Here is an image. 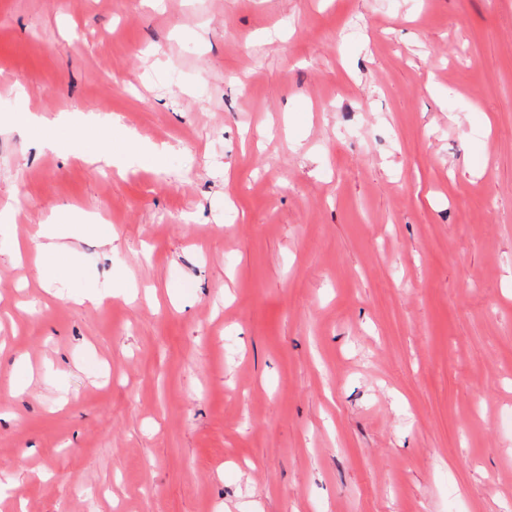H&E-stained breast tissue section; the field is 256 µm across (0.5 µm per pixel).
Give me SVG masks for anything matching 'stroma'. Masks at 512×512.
<instances>
[{"mask_svg": "<svg viewBox=\"0 0 512 512\" xmlns=\"http://www.w3.org/2000/svg\"><path fill=\"white\" fill-rule=\"evenodd\" d=\"M0 107V512H512V0H0ZM15 121L28 128L33 134L41 140L44 145L50 149L57 148V141L50 134V128L44 119L37 116L34 112H17ZM44 241L35 242V247L44 258V273L51 277L64 266L67 259V253L64 247L59 246L54 240L57 235L52 230H47L40 235Z\"/></svg>", "mask_w": 512, "mask_h": 512, "instance_id": "stroma-1", "label": "stroma"}]
</instances>
